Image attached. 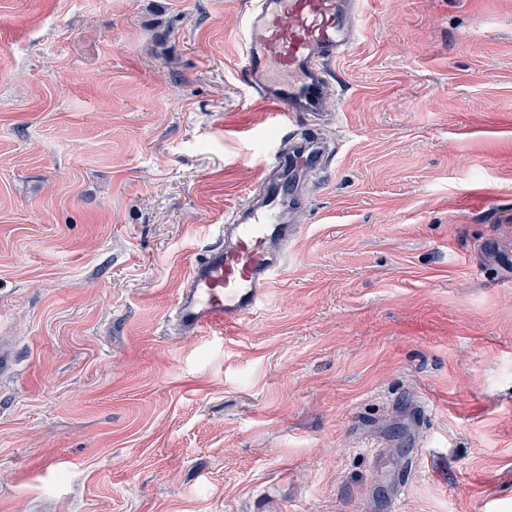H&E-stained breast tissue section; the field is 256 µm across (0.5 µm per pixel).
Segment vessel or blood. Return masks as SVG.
I'll return each instance as SVG.
<instances>
[{
    "label": "vessel or blood",
    "instance_id": "1",
    "mask_svg": "<svg viewBox=\"0 0 512 512\" xmlns=\"http://www.w3.org/2000/svg\"><path fill=\"white\" fill-rule=\"evenodd\" d=\"M366 0H250L239 74L271 126L290 129L304 116L327 113L333 90L325 64L355 44ZM327 144L319 137L289 139L263 164L259 196L225 218L218 240L185 274L172 312L177 335L198 336L236 325L258 311L281 276L293 217L306 200Z\"/></svg>",
    "mask_w": 512,
    "mask_h": 512
}]
</instances>
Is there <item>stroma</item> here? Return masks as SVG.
<instances>
[{"mask_svg":"<svg viewBox=\"0 0 512 512\" xmlns=\"http://www.w3.org/2000/svg\"><path fill=\"white\" fill-rule=\"evenodd\" d=\"M248 7L0 0V512H512V0H368L269 301L176 336Z\"/></svg>","mask_w":512,"mask_h":512,"instance_id":"obj_1","label":"stroma"}]
</instances>
